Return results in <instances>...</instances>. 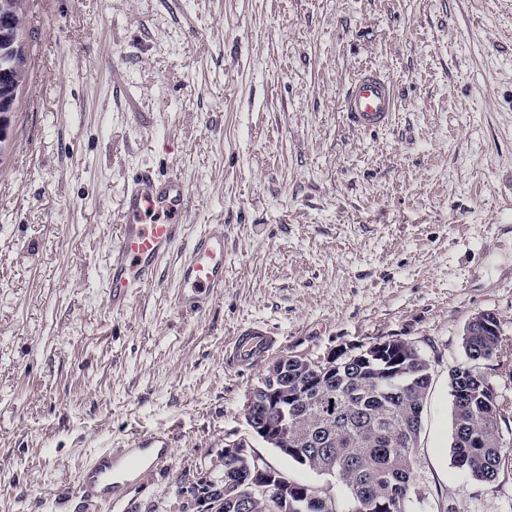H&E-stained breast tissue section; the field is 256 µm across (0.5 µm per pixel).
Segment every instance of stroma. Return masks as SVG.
<instances>
[{
    "mask_svg": "<svg viewBox=\"0 0 512 512\" xmlns=\"http://www.w3.org/2000/svg\"><path fill=\"white\" fill-rule=\"evenodd\" d=\"M28 64L0 153V512H97L79 467L173 430L137 512H197L225 444L290 480L346 487L253 434L245 405L275 359L324 362L387 339L432 364L407 512H512L452 460L449 370L496 314L512 349V0H27ZM366 68L395 85L388 126L340 109ZM150 168L188 188L185 238L225 231L224 289L175 306L176 249L123 310L106 299L119 200ZM261 322L270 355L231 364ZM278 338L264 325L239 328L228 343V356L240 366H245L270 353Z\"/></svg>",
    "mask_w": 512,
    "mask_h": 512,
    "instance_id": "35a3bbf8",
    "label": "stroma"
}]
</instances>
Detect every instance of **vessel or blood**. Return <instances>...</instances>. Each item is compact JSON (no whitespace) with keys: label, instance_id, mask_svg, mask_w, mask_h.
Here are the masks:
<instances>
[{"label":"vessel or blood","instance_id":"obj_1","mask_svg":"<svg viewBox=\"0 0 512 512\" xmlns=\"http://www.w3.org/2000/svg\"><path fill=\"white\" fill-rule=\"evenodd\" d=\"M397 106L392 82L381 72L361 73L344 95L340 108L357 127L389 124ZM188 189L182 180L151 171L139 172L122 194L119 234L107 274V302L124 309L146 288L155 285L158 267L172 254L185 233ZM224 227L206 225L187 248L179 268L182 284L177 308L187 316L200 314L224 288ZM278 338L267 327L239 328L228 344V356L245 366L270 353ZM172 434L158 431L134 435L120 448H107L88 459L77 475L76 494L101 512H133L123 500L146 475L163 470L169 460Z\"/></svg>","mask_w":512,"mask_h":512}]
</instances>
